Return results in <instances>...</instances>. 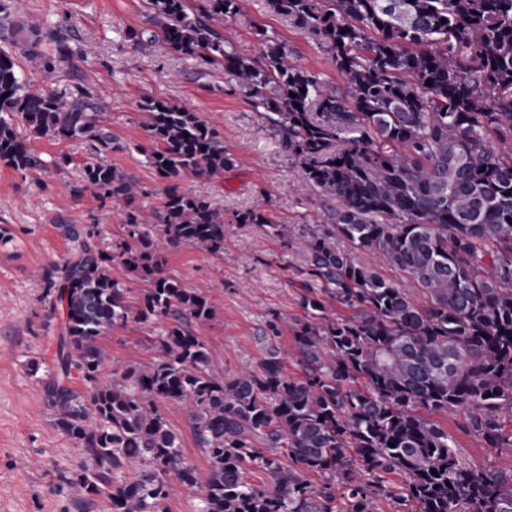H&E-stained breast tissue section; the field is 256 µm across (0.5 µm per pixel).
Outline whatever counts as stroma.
<instances>
[{"mask_svg": "<svg viewBox=\"0 0 512 512\" xmlns=\"http://www.w3.org/2000/svg\"><path fill=\"white\" fill-rule=\"evenodd\" d=\"M15 7L17 17L64 33L74 55L73 66H61L46 83L38 64L19 50V71L37 90L70 92L80 86L93 94L96 110L118 144L106 160L148 190L145 205H159L163 188L138 150L147 141L139 109L145 97L177 101L223 133L234 160L223 183L188 177L182 187L212 196L223 208L224 255L183 247L170 252L167 269L215 299L216 318L196 329L214 366L228 376L256 367L264 354L260 335L272 315H302L298 295L305 230L327 222L331 201L291 191L295 168L244 93L229 91L223 68L203 73L162 42L136 45L128 40L129 31L149 25L146 0H15ZM229 26L239 51L260 55L256 31L262 27L280 35L300 66L345 86V76L316 43L287 17L271 12L266 0H240ZM30 146L48 162V170L22 176L0 167V228L10 232L9 241H0V512H107L105 499L84 504L76 486L59 480L75 460L73 444L56 428L41 381L53 370L61 321L51 316L37 277L74 247L60 225L94 221L102 246L120 241V207L101 205L89 193L72 197L70 188L78 183L87 157L83 141L40 139ZM63 156L69 157V165L54 168ZM248 208L269 209L292 228L289 241L269 236L255 224L232 223L233 214ZM159 330L150 322L113 329L101 341L107 366L134 367L154 360ZM436 419L471 468L512 470V449L488 447L466 429L464 411L453 408Z\"/></svg>", "mask_w": 512, "mask_h": 512, "instance_id": "obj_1", "label": "stroma"}]
</instances>
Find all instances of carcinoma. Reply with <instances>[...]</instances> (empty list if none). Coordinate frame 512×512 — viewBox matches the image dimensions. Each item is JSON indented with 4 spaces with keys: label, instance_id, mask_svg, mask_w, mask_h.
<instances>
[{
    "label": "carcinoma",
    "instance_id": "1",
    "mask_svg": "<svg viewBox=\"0 0 512 512\" xmlns=\"http://www.w3.org/2000/svg\"><path fill=\"white\" fill-rule=\"evenodd\" d=\"M266 2L316 42L345 89L297 66L274 32L257 30L261 57L240 53L224 29L238 0H147L151 27L129 37L224 67L280 136L295 191L334 202L329 223L307 233L303 316L292 326L298 378L281 358L279 316L257 368L224 376L193 330L215 319L214 298L165 269L186 245L224 255V210L181 187L189 176L224 181V135L177 102L145 98L148 145L134 149L165 185L161 206L141 204L147 190L104 159L118 145L91 94L32 89L11 51L25 50L47 82L71 59L66 41L15 22L14 0H0V166L45 170L30 141L82 140L88 158L71 194L122 204L112 251L95 225L59 224L79 248L39 278L62 311L44 400L78 450L60 480L107 499L110 512H168L172 477L201 493L199 512H374L395 473L405 477L396 512H512V470L472 469L432 419L459 408L489 447L512 446L502 421L512 410V0ZM235 221L291 236L266 209ZM357 250L410 274L429 303ZM114 265L127 281L112 278ZM333 302L352 314L330 316ZM161 320L158 357L103 378L98 340ZM163 402L184 410L207 468L184 460ZM252 463L271 486L246 479Z\"/></svg>",
    "mask_w": 512,
    "mask_h": 512
}]
</instances>
